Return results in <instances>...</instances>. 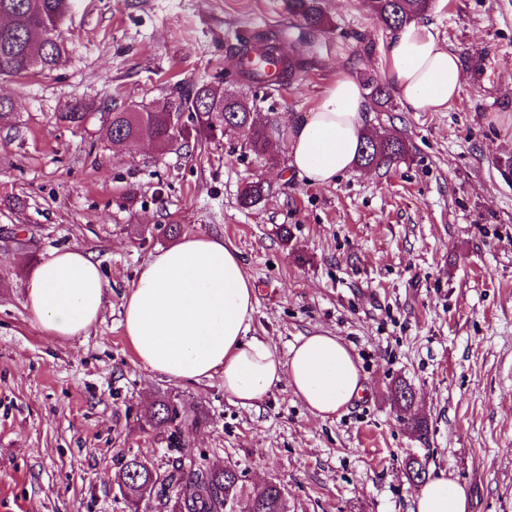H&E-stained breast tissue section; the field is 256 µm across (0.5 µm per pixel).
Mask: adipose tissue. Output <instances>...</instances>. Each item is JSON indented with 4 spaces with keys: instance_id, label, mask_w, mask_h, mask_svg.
<instances>
[{
    "instance_id": "adipose-tissue-1",
    "label": "adipose tissue",
    "mask_w": 512,
    "mask_h": 512,
    "mask_svg": "<svg viewBox=\"0 0 512 512\" xmlns=\"http://www.w3.org/2000/svg\"><path fill=\"white\" fill-rule=\"evenodd\" d=\"M387 80L408 112L439 111L459 97L457 54L431 27L410 23L387 46ZM367 100L352 78L336 79L318 106L288 124V164L313 185L335 182L353 166L364 133ZM24 306L46 336L85 334L100 319L109 288L83 249L53 251L21 282ZM255 285L239 251L223 239L186 235L138 269L124 297L121 325L140 367L176 381L224 377L236 404L258 405L287 383L319 419L360 398L364 382L352 349L327 333L303 336L287 354L253 336ZM465 488L437 472L423 484L412 512H467Z\"/></svg>"
}]
</instances>
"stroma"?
<instances>
[{"label":"stroma","instance_id":"1","mask_svg":"<svg viewBox=\"0 0 512 512\" xmlns=\"http://www.w3.org/2000/svg\"><path fill=\"white\" fill-rule=\"evenodd\" d=\"M332 25L289 84L252 89L280 130L341 76H384L392 35L366 0H322ZM455 51L463 90L440 111L366 112L367 131L405 138L391 166L306 183L280 140L271 164L229 134L99 140L106 104L159 105L175 85L221 83L239 34L288 30L286 0H75L53 71L0 79L15 115L0 127V512H129L114 484L133 453L166 444L142 410L171 396L204 423L185 442L207 465L235 467L247 489L274 481L290 512H411L409 455L466 486L469 512H512V0H433L422 16ZM90 112L60 120L73 104ZM271 193L245 210L242 185ZM183 234L224 238L257 289L253 333L287 354L296 339L340 337L356 353L362 396L328 420L287 384L236 405L216 375L194 383L140 367L121 326L123 296L151 254ZM77 246L111 289L85 335L52 341L31 323L28 267ZM407 383L412 431L392 401Z\"/></svg>","mask_w":512,"mask_h":512}]
</instances>
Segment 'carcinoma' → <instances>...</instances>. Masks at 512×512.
<instances>
[{"mask_svg":"<svg viewBox=\"0 0 512 512\" xmlns=\"http://www.w3.org/2000/svg\"><path fill=\"white\" fill-rule=\"evenodd\" d=\"M431 3L432 0H369L377 18L390 29L424 15ZM72 5L73 0H0V15L9 19L7 26L0 27V76L24 77L35 69H54L65 53L64 24ZM288 10L308 34L330 25L320 0H288ZM238 45L242 60L252 55L274 58L280 69L278 83L283 84L302 69L303 48L309 42L300 39V49L288 59L281 54L277 35L272 32L244 34L238 38ZM364 86L373 107L380 111L391 107L389 87L381 79L369 75L364 78ZM174 112L188 114L195 132L206 139L232 129L243 137L244 149L267 161L275 159L272 141L280 131L268 116L244 96L204 81L176 86L172 99L155 107L106 106L99 139L112 146L128 147L147 129L158 147L164 149L176 137L170 124ZM406 154L407 146L401 138L366 136L358 150L357 164H391ZM266 193L263 183L247 182L239 193V204L245 209L255 207ZM142 417L150 432L166 438L172 456L161 467L138 454L123 459L115 483L131 491V496L125 498L130 512H139L141 500L134 494L144 486L149 487V495L157 498L166 512H220L225 502L240 512H288V495L281 485L269 483L248 492L238 471L207 467L185 447L184 432L201 424L203 416L189 417L175 401L163 396L145 408Z\"/></svg>","mask_w":512,"mask_h":512,"instance_id":"obj_1","label":"carcinoma"}]
</instances>
